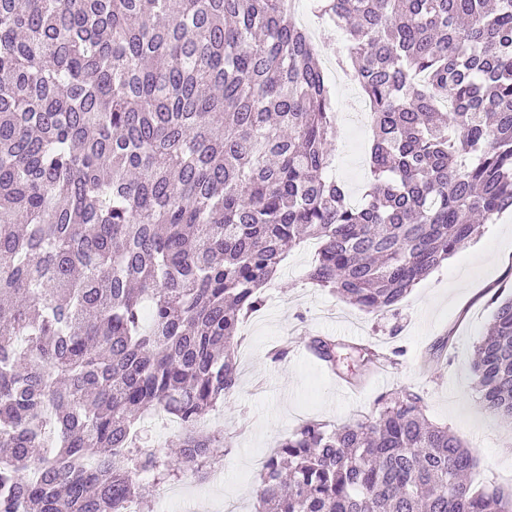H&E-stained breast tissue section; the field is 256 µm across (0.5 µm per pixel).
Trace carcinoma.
I'll return each mask as SVG.
<instances>
[{"label": "carcinoma", "mask_w": 512, "mask_h": 512, "mask_svg": "<svg viewBox=\"0 0 512 512\" xmlns=\"http://www.w3.org/2000/svg\"><path fill=\"white\" fill-rule=\"evenodd\" d=\"M314 2L372 114L359 206L289 0H0V512H125L206 474L239 325L305 236L307 279L380 315L512 212V0ZM495 303L472 368L512 418V295ZM336 346L309 341L333 370ZM150 413L181 425L179 456L142 441ZM476 464L405 388L295 427L255 512H512Z\"/></svg>", "instance_id": "obj_1"}]
</instances>
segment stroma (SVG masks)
<instances>
[{"label": "stroma", "instance_id": "stroma-1", "mask_svg": "<svg viewBox=\"0 0 512 512\" xmlns=\"http://www.w3.org/2000/svg\"><path fill=\"white\" fill-rule=\"evenodd\" d=\"M333 109L336 178L357 203L368 188L373 129L355 113L345 87H335ZM317 253L314 239L290 250L266 290L265 306L240 329L238 388L206 420L208 429L228 436L230 447L216 472L185 486L199 512H227L231 502L238 512H250L263 459L299 423L345 424L371 413L380 396L402 387L421 396L432 423L448 426L475 448L476 483L511 489L512 421L480 407L471 361L493 315L492 295L512 289V213L485 225L480 237L420 281L396 311L381 316L309 283L305 273ZM312 335L343 341L339 373L329 372L308 351ZM358 344L391 361L351 391L345 375L364 374L354 350ZM277 347L288 354L275 361L270 352Z\"/></svg>", "mask_w": 512, "mask_h": 512}]
</instances>
